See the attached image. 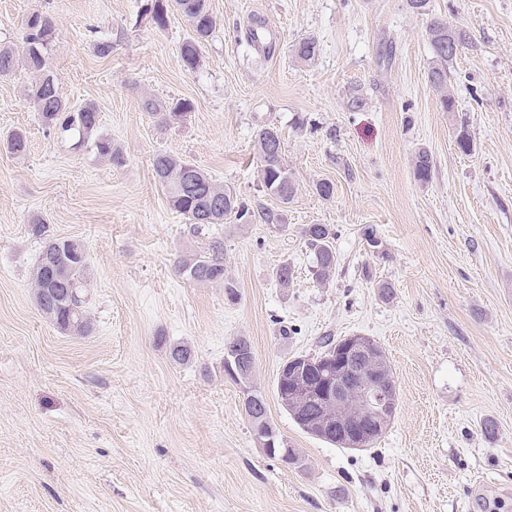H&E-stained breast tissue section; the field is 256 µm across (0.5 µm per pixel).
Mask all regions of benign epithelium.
Here are the masks:
<instances>
[{
  "label": "benign epithelium",
  "mask_w": 512,
  "mask_h": 512,
  "mask_svg": "<svg viewBox=\"0 0 512 512\" xmlns=\"http://www.w3.org/2000/svg\"><path fill=\"white\" fill-rule=\"evenodd\" d=\"M333 363L312 379L310 364L290 360L279 371V395L285 407L301 410L314 399L322 402L323 413L315 431L326 434L335 429L350 446L365 448L398 406L396 386L385 353L368 336H349L332 357ZM275 434L259 442L263 451L282 465H294L293 448L275 447Z\"/></svg>",
  "instance_id": "1"
}]
</instances>
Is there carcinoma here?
<instances>
[{
	"instance_id": "cac0c4a2",
	"label": "carcinoma",
	"mask_w": 512,
	"mask_h": 512,
	"mask_svg": "<svg viewBox=\"0 0 512 512\" xmlns=\"http://www.w3.org/2000/svg\"><path fill=\"white\" fill-rule=\"evenodd\" d=\"M171 9L181 12L191 26L192 35L182 42L179 58L184 68L194 70L200 62L202 44L211 35L215 24L209 0H151L148 7L152 20L159 27L166 26ZM430 35L435 61L429 70V82L439 94L444 111L451 112L455 100L448 84V63L464 43L465 35L438 20L430 24ZM53 38L54 28L49 17L41 13L27 17L24 63L33 74L30 97L42 122L50 129L78 137L80 142H92L99 156L117 167L123 165V154L112 146L110 139L98 133L97 109L92 105L71 108L63 99L54 76L46 70L45 53ZM317 52L318 43L311 37L303 38L295 45L296 56L304 62L314 60ZM18 64L19 57L14 48L0 45V76L13 73ZM257 150L261 157V182L271 195L284 204L288 203L294 196L295 184L283 156L279 131L267 125L260 126ZM414 168L418 179L425 181L429 178L432 160L428 151L417 153ZM153 169L169 204L187 217L195 230L205 224H222L232 216L240 221L249 215L248 206L236 193L215 183L190 161L159 153L154 157ZM32 230L34 235L43 239L30 274L39 310L66 333L89 334L92 326L87 315L88 262L84 245L75 239L47 235L45 222L41 219L32 222ZM303 235L313 253L312 274L317 283L325 284L336 271V251L332 243L335 231L328 224H308ZM177 271L197 283H222L228 297L236 295L235 285L224 276V241L221 239L212 240L206 250L179 261ZM250 353L251 344L243 336L224 342L226 358L236 360ZM253 372L254 365L251 364L245 368L237 384L243 386V395L250 397V403L244 409L255 436L260 437L275 426L270 421L262 392L250 385ZM320 412L321 403L313 402L299 412H290V416L305 433L312 435Z\"/></svg>"
}]
</instances>
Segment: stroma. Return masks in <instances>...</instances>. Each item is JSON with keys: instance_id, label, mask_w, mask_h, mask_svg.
<instances>
[{"instance_id": "obj_1", "label": "stroma", "mask_w": 512, "mask_h": 512, "mask_svg": "<svg viewBox=\"0 0 512 512\" xmlns=\"http://www.w3.org/2000/svg\"><path fill=\"white\" fill-rule=\"evenodd\" d=\"M146 4L0 0V44L22 48L26 17L51 18L47 69L69 103L96 107L126 159L115 166L46 129L25 66L0 76V512H512V0H429L426 14L408 0H210L216 27L193 71L179 60L186 18L173 10L157 27ZM435 17L467 35L448 65L451 112L428 79ZM255 21L279 36L259 67L244 39ZM305 37L319 45L309 63L294 53ZM356 91L365 104L353 110ZM148 99L189 108L161 123ZM263 124L279 129L296 186L285 204L259 181ZM15 130L25 155L5 146ZM160 152L280 224L193 232L154 176ZM323 179L335 185L327 199ZM38 217L86 248L89 335L36 306ZM309 224L336 232L325 285L310 273ZM215 237L233 301L174 270ZM283 263L294 270L285 288ZM355 335L383 348L399 399L363 451L303 432L276 393L284 360ZM237 336L299 467L264 453L224 375ZM175 345L188 362L173 361Z\"/></svg>"}]
</instances>
